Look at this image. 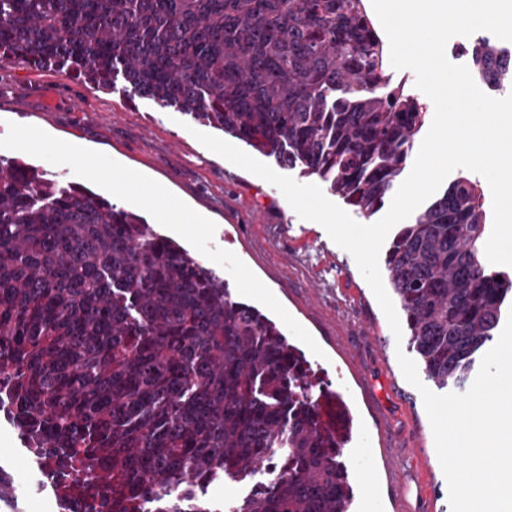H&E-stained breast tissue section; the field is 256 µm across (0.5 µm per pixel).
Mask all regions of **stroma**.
<instances>
[{"label":"stroma","mask_w":512,"mask_h":512,"mask_svg":"<svg viewBox=\"0 0 512 512\" xmlns=\"http://www.w3.org/2000/svg\"><path fill=\"white\" fill-rule=\"evenodd\" d=\"M190 116L64 73L0 63V157L142 215L275 320L352 416L355 512H451L430 421L353 256L281 191L206 149ZM126 179L115 192V179ZM168 193H153L156 184Z\"/></svg>","instance_id":"stroma-1"}]
</instances>
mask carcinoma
<instances>
[{"label": "carcinoma", "instance_id": "1", "mask_svg": "<svg viewBox=\"0 0 512 512\" xmlns=\"http://www.w3.org/2000/svg\"><path fill=\"white\" fill-rule=\"evenodd\" d=\"M481 80L512 84L487 39ZM62 72L224 131L315 175L366 218L425 123L394 84L364 0H0V62ZM488 211L459 176L384 258L409 344L461 389L512 276L486 262ZM53 468L64 512H211L201 482H242L235 512H349L343 439L276 322L138 214L0 160V396Z\"/></svg>", "mask_w": 512, "mask_h": 512}]
</instances>
